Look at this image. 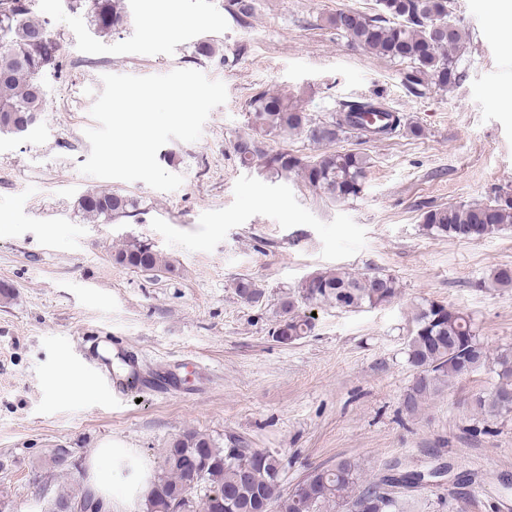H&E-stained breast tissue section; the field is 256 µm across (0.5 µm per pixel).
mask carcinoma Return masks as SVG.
<instances>
[{
	"label": "carcinoma",
	"instance_id": "cac0c4a2",
	"mask_svg": "<svg viewBox=\"0 0 512 512\" xmlns=\"http://www.w3.org/2000/svg\"><path fill=\"white\" fill-rule=\"evenodd\" d=\"M102 34H110L126 22L123 0H72ZM337 33L350 43L382 58L409 65V89L434 84L447 88L458 84L455 51L462 39L457 21L451 19L448 0H375L370 13L339 10L328 19ZM62 67V53L52 31L32 16L30 0H10L0 11V134L24 138L36 126L44 109L46 90L43 78ZM383 114L384 107L371 100L347 101L324 121L315 122L296 102L266 91L256 92L248 101L251 132L237 138L232 150L244 168H258L275 177L294 173L312 190L331 200L358 196L370 161L357 152L329 149L339 136L349 131L366 135H390L400 126V118L370 125L365 118ZM306 135L327 146L310 157L288 151L269 153L264 148L268 136L286 138ZM79 211L90 221L133 217L137 200L121 194L89 191L78 202ZM422 224L436 235L471 241L470 228H480L483 238L512 227V197L497 196L487 203H459L434 206L422 215ZM115 263L145 274L173 275L176 266L153 244L131 239L112 255ZM311 287L301 283L298 296L305 304L333 302L343 309L376 307L398 294L397 280L381 272L352 274L345 269H329L308 277ZM236 294L247 303H257L262 290L250 279L235 282ZM414 329L406 344L407 362L415 370L406 394L405 411L414 413L421 400L439 391L456 377L472 372L490 360L477 339L471 318L443 304L428 302L415 315ZM288 329L295 342L314 330L312 317L295 302H282L280 327ZM494 361L500 384L489 397L476 398L481 412L494 415L512 413V349L500 351ZM54 452L52 472L72 482L56 490L44 501L41 512H54V501H67L90 509L111 502L94 493L82 465L63 464ZM281 462L271 451L261 452V460L250 449L231 454L210 436L187 431L162 452V461L142 500V512H255L254 499L268 501L276 512H406L405 502L383 490L376 482L361 478L359 466L347 459L332 468H314L303 480L304 488L283 493L280 487Z\"/></svg>",
	"mask_w": 512,
	"mask_h": 512
}]
</instances>
